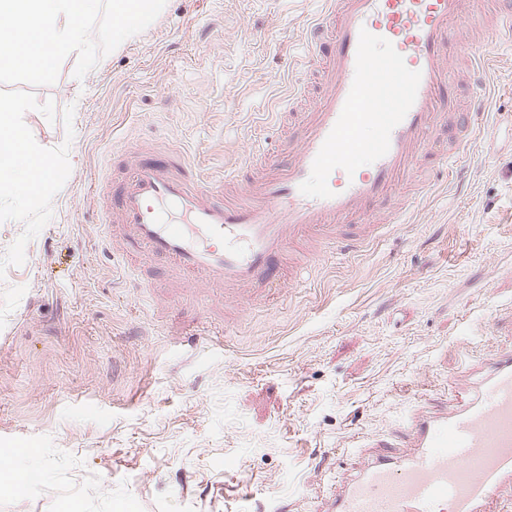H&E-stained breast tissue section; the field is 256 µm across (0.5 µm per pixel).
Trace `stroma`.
<instances>
[{"label": "stroma", "mask_w": 512, "mask_h": 512, "mask_svg": "<svg viewBox=\"0 0 512 512\" xmlns=\"http://www.w3.org/2000/svg\"><path fill=\"white\" fill-rule=\"evenodd\" d=\"M322 0H166L158 18L83 79L76 55L36 89L41 146L69 143L71 173L26 261L0 283V458L38 481L0 512H320L364 435L397 433L418 394L512 345V41L494 8L458 33L496 67L459 102L489 101L482 133L432 182L395 193L403 223L358 251L328 250L225 300L188 288L122 236L94 192L134 148L173 144L207 177L247 166L250 144L292 145L283 100L320 84L305 58ZM145 288L130 287L133 276Z\"/></svg>", "instance_id": "35a3bbf8"}]
</instances>
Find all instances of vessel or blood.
Returning <instances> with one entry per match:
<instances>
[{"label":"vessel or blood","mask_w":512,"mask_h":512,"mask_svg":"<svg viewBox=\"0 0 512 512\" xmlns=\"http://www.w3.org/2000/svg\"><path fill=\"white\" fill-rule=\"evenodd\" d=\"M462 12V0H325L305 50L321 65L320 104L297 145L283 157L257 144L264 170L245 179L204 177L174 147L138 159L114 200L131 244L229 297L270 283L307 241L338 248L353 228L368 238L400 223L386 203L415 183L429 132L447 129L462 157L482 129L486 100L459 110L448 83L450 54L481 76L493 65L453 46ZM360 445L323 512H506L512 348L462 368L447 393L417 397L398 436Z\"/></svg>","instance_id":"obj_1"}]
</instances>
